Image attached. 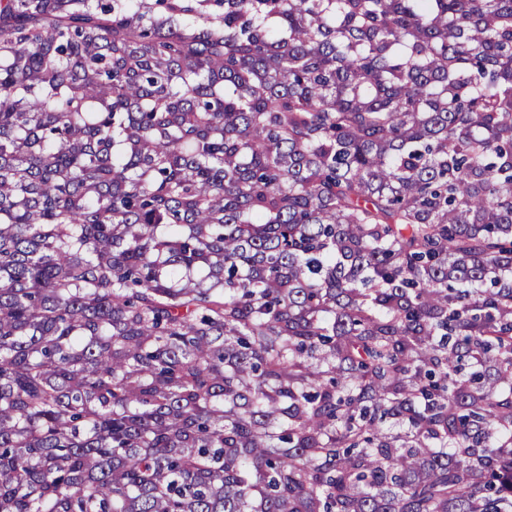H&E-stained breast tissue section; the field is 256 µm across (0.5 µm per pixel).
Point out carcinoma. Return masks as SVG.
Here are the masks:
<instances>
[{
    "instance_id": "1",
    "label": "carcinoma",
    "mask_w": 512,
    "mask_h": 512,
    "mask_svg": "<svg viewBox=\"0 0 512 512\" xmlns=\"http://www.w3.org/2000/svg\"><path fill=\"white\" fill-rule=\"evenodd\" d=\"M0 512H512V0H0Z\"/></svg>"
}]
</instances>
